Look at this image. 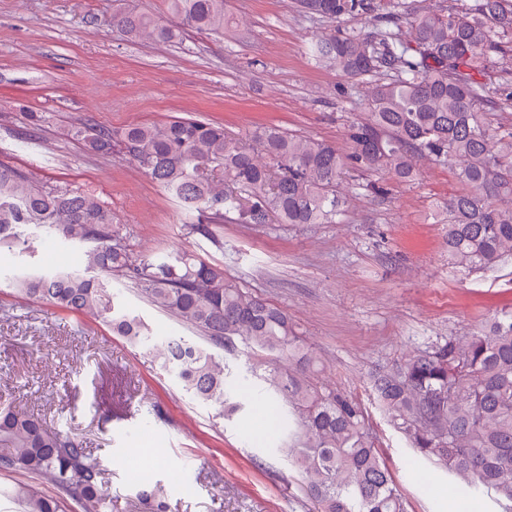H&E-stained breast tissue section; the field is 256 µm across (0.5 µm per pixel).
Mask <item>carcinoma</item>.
<instances>
[{
	"mask_svg": "<svg viewBox=\"0 0 512 512\" xmlns=\"http://www.w3.org/2000/svg\"><path fill=\"white\" fill-rule=\"evenodd\" d=\"M174 17L160 23L121 9L112 25L131 39L170 40L186 29L217 37L229 31L224 0H167ZM303 13L335 21L367 14L372 0H296ZM408 29L326 35L309 57L357 78L380 69L395 76L374 83L365 117L347 129L349 149L277 125L246 137L194 119L121 130L80 119L72 136L93 153L119 149L190 214L193 231L209 225L336 224L346 198L337 191L348 170L369 177L365 190L386 193L389 176L410 183L416 159L455 169L466 191L446 204L448 259L460 268L493 272L512 261V127L492 123L496 107L479 79L496 57L512 51V0H469L460 9L406 14ZM70 243L81 269L22 270L10 286L24 297L101 318L112 332L151 354L195 400L230 417L220 353L243 346L266 359L252 373L288 406L297 430L288 456L305 495L320 512H407L380 450L351 396L312 381L319 361L288 313L224 276V268L189 253L136 260L118 221L93 194L69 185H40L0 163V252L29 250V230ZM121 275L158 309L203 335L204 348L184 336L159 337L125 311L111 288ZM371 389L414 461L447 470L465 489L512 504V307L481 331L451 336L407 353L371 377ZM0 471L28 472L53 486L51 496L20 482L13 497L24 512H61L60 496L82 512H107L103 468L83 442L46 428L41 419L0 410Z\"/></svg>",
	"mask_w": 512,
	"mask_h": 512,
	"instance_id": "obj_1",
	"label": "carcinoma"
}]
</instances>
